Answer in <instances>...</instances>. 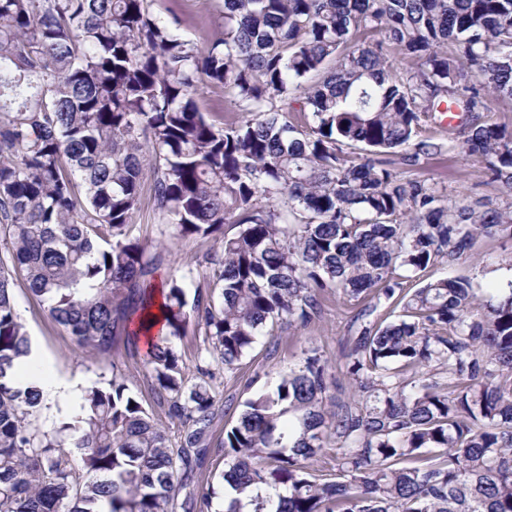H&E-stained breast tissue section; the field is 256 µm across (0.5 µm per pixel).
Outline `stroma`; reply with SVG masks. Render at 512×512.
Segmentation results:
<instances>
[{"label":"stroma","mask_w":512,"mask_h":512,"mask_svg":"<svg viewBox=\"0 0 512 512\" xmlns=\"http://www.w3.org/2000/svg\"><path fill=\"white\" fill-rule=\"evenodd\" d=\"M164 5L177 15L181 32L189 40L200 42L221 31L224 0H164ZM430 133L445 142L443 154L419 167L405 168L406 177L427 180L451 197H485L505 203L506 198L498 184L485 181L479 164L466 156L459 146L448 144L447 129L434 126ZM134 222L136 236L152 242H166L169 256L165 272L185 276V294L187 298H194L203 279L198 275L186 277L185 271L196 256L210 249H220L221 241L170 237L167 227L154 215L151 199L147 196L143 197ZM458 276L470 278L474 287L483 292L503 287L505 280L512 278V242L481 244L478 255L456 265L434 263L413 278L411 285L418 288L433 280ZM15 297L31 341L33 355L29 366L40 382L46 404L39 417L34 419V426L43 431L51 430L59 416L77 407L81 387L114 376L124 380L156 422L169 425L164 408L155 402L150 391L143 348L122 346L109 357L89 348H77L68 331L57 324L24 287L16 288ZM350 318V308L332 298L325 302L319 320L307 328H275L277 351L269 352L267 342L259 341L242 360L236 374L227 375L220 363H211L210 368L216 375L214 385L221 400L227 403L225 411L215 421L213 443H220L225 425L236 421L251 390L269 389L280 374L300 364L307 350L316 348L322 352L328 360L332 394L340 399L348 398L352 382L346 374L342 344L349 334Z\"/></svg>","instance_id":"stroma-1"}]
</instances>
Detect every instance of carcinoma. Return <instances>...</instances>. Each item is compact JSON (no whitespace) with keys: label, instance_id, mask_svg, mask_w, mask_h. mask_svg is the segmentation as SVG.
<instances>
[{"label":"carcinoma","instance_id":"obj_1","mask_svg":"<svg viewBox=\"0 0 512 512\" xmlns=\"http://www.w3.org/2000/svg\"><path fill=\"white\" fill-rule=\"evenodd\" d=\"M157 2L0 0V512H209V486L178 499L218 417L209 361L234 373L329 295L355 310L353 399L331 397L313 349L245 400L219 444L225 512H512V281L482 299L466 277L400 274L512 241V130L480 117L512 98V0H224L200 44ZM202 85L240 119L201 111ZM443 104L466 105L448 135L506 206L402 176L442 151L422 132ZM147 178L174 235L222 241L190 306L133 235ZM20 282L80 347L145 342L177 439L115 377L35 428ZM191 323L208 341L193 385L172 346ZM327 447L320 478L307 461Z\"/></svg>","mask_w":512,"mask_h":512}]
</instances>
